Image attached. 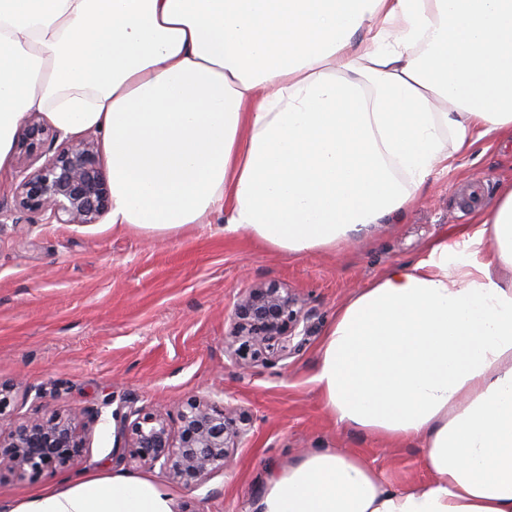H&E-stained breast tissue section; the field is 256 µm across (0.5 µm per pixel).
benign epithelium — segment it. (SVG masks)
I'll return each mask as SVG.
<instances>
[{
    "instance_id": "benign-epithelium-1",
    "label": "benign epithelium",
    "mask_w": 512,
    "mask_h": 512,
    "mask_svg": "<svg viewBox=\"0 0 512 512\" xmlns=\"http://www.w3.org/2000/svg\"><path fill=\"white\" fill-rule=\"evenodd\" d=\"M47 143L58 147L45 163L18 167L13 208L0 207V218L21 224L23 215L42 213L59 224L97 223L112 207L97 146L92 141L63 139L41 113L29 114L21 148L30 157ZM303 319L297 299L288 290L274 284L248 288L232 313L230 346L239 357L242 348L235 343L242 340L253 359L277 363L303 347L304 341L293 342ZM111 405L108 398L82 418L57 413L14 423L7 436H0V472L37 476L72 467L89 448L102 408ZM112 417L124 440V445L112 449L113 456L150 468L157 465L173 481L188 486L228 468L231 450L247 435L232 412L208 400L191 399L174 414L130 406L125 412L116 409Z\"/></svg>"
}]
</instances>
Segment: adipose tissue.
Here are the masks:
<instances>
[{"mask_svg":"<svg viewBox=\"0 0 512 512\" xmlns=\"http://www.w3.org/2000/svg\"><path fill=\"white\" fill-rule=\"evenodd\" d=\"M32 112L99 134L113 225L213 213L291 256L395 220L449 159L512 142V0H0V171ZM475 230L358 289L312 381L337 426L424 448L423 484L314 448L250 512H512V182ZM85 477L10 512H176Z\"/></svg>","mask_w":512,"mask_h":512,"instance_id":"adipose-tissue-1","label":"adipose tissue"}]
</instances>
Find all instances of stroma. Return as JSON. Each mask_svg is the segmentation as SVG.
I'll return each instance as SVG.
<instances>
[{"label": "stroma", "instance_id": "1", "mask_svg": "<svg viewBox=\"0 0 512 512\" xmlns=\"http://www.w3.org/2000/svg\"><path fill=\"white\" fill-rule=\"evenodd\" d=\"M493 204L512 182V146L476 143L453 156L394 224L336 251L288 256L227 235L212 214L160 238L111 225H0V382L14 385L8 433L16 417L83 412L114 405L177 409L190 399L224 402L250 422L230 471L196 486L172 483L179 512H245L267 477L313 448H343L398 484L423 483L420 443H390L337 426L311 381L322 335L337 308L395 264L422 258L427 245L455 226L474 223L459 209L473 173ZM274 283L306 315L300 351L271 365L244 364L229 349L231 313L245 290ZM42 392L40 402L27 393ZM115 422L103 413L89 450L71 469L33 478L0 475V512L32 491L84 476L125 474L165 481L160 468L116 462Z\"/></svg>", "mask_w": 512, "mask_h": 512}]
</instances>
